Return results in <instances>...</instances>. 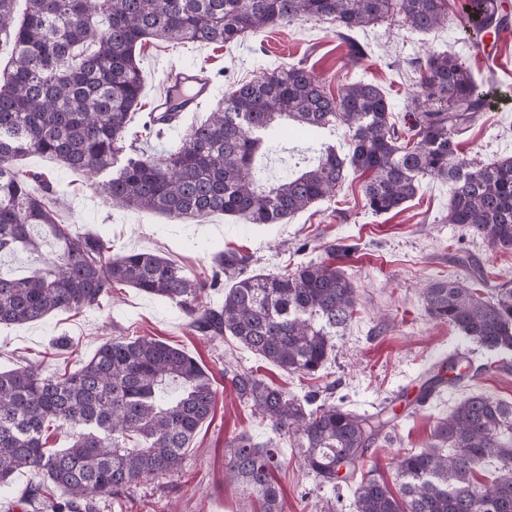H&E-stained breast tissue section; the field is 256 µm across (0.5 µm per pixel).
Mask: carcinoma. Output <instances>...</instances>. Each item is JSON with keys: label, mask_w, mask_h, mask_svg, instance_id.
<instances>
[{"label": "carcinoma", "mask_w": 512, "mask_h": 512, "mask_svg": "<svg viewBox=\"0 0 512 512\" xmlns=\"http://www.w3.org/2000/svg\"><path fill=\"white\" fill-rule=\"evenodd\" d=\"M15 2L0 0V35L13 45L11 67L0 73V255L22 249L31 267L21 277L0 275V325L97 306L125 285L180 307L202 335L228 333L289 374L321 371L356 311L357 290L343 270L310 260L291 272L255 274L249 256L221 251L219 271L203 282L155 253L114 255L103 240L58 223L51 182L20 174L13 162L37 154L98 173L126 141L160 138L163 123L180 113L159 121L148 112L129 132L145 83L139 55L150 39L228 46L264 28L326 20L358 60L362 47L348 32L396 17L428 32L448 19L447 0H26L20 18ZM507 19L501 0H461L468 34H496ZM424 69L400 127L383 91L365 80L334 98L311 70L293 65L234 84L224 105L192 125L176 150L127 158L100 191L120 206L177 220L220 213L280 224L329 196L350 170L365 177L366 206L376 215L400 210L422 179L434 177L452 186L448 223L511 251L512 157L459 160L461 138L488 107V92L446 52L429 57ZM282 121L311 134L343 124L352 131L351 153L313 143L316 164L272 180L255 160L271 150L269 136ZM223 275L231 285L214 306L209 292ZM486 282L481 271L468 283L438 279L423 292L425 309L488 351L512 352V289L487 296ZM224 375L253 414L296 438L304 467L324 485L354 479L390 424L385 407L362 415L342 403L312 409L315 398L290 397L253 371L230 364ZM216 395L213 377L195 358L146 337L105 342L68 374L32 365L0 371V486L19 471H40L65 502H55L43 484L29 488V498L45 499L53 512H93L96 494L179 469ZM51 423L70 431L68 447H44ZM226 448L229 484L258 498L262 512H282L272 477L282 465L278 445L242 434ZM488 460L499 475L483 488L475 473ZM397 478L396 490L374 478L360 481L356 512H512V403L467 397L436 425L427 447L400 457Z\"/></svg>", "instance_id": "obj_1"}]
</instances>
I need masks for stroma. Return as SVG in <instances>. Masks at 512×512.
<instances>
[{"label":"stroma","instance_id":"35a3bbf8","mask_svg":"<svg viewBox=\"0 0 512 512\" xmlns=\"http://www.w3.org/2000/svg\"><path fill=\"white\" fill-rule=\"evenodd\" d=\"M353 37L365 51L355 62L347 58L335 25L314 20L268 28L225 47L151 41L140 52L142 109L150 111L165 87L164 65L190 67L211 78L210 99L199 111L184 114L178 128L162 139L161 148L171 150L192 121L205 119L223 101L234 82L302 63L333 97L359 79L378 85L399 123L417 89L420 67L430 54L445 51L478 74L491 99L490 108L478 114L463 136L462 158L490 162L512 157V37L495 46L492 64L475 58L453 15L426 33L411 30L398 18L356 30ZM16 167L58 185L59 223L102 237L113 254L153 252L203 280L211 279L214 255L222 249L251 255L253 269L274 273L310 259L326 260L351 278L359 294L353 320L337 334L325 370L314 378L281 371L233 336L206 338L179 307L127 286L80 312L60 311L36 323L0 326V370L32 363L47 373L71 372L106 340L148 337L184 350L212 372L216 404L186 449L181 468L118 495L96 494L97 512H260L256 500L224 481L225 446L241 433L257 443L277 440L286 461L276 474L283 512H355L353 486L320 484L301 463L292 438L274 435L267 422L239 401L224 377L228 363L257 371L269 384L301 399L314 393L361 414L387 407L394 428L369 447L364 468L391 484L399 457L424 448L437 423L459 402L475 393L512 402V372L494 370L495 354L463 340L424 308L425 284L454 272L465 277L479 267L488 273L490 285L512 287V251L494 249L464 226L447 222L448 183L423 179L400 212L375 215L365 205L363 177L352 172L333 197L287 223L258 227L223 214L189 223L125 209L97 194L87 173L39 155L24 156ZM458 352L464 356L458 370L471 374L472 382L445 384L438 397L421 404L423 375Z\"/></svg>","mask_w":512,"mask_h":512}]
</instances>
